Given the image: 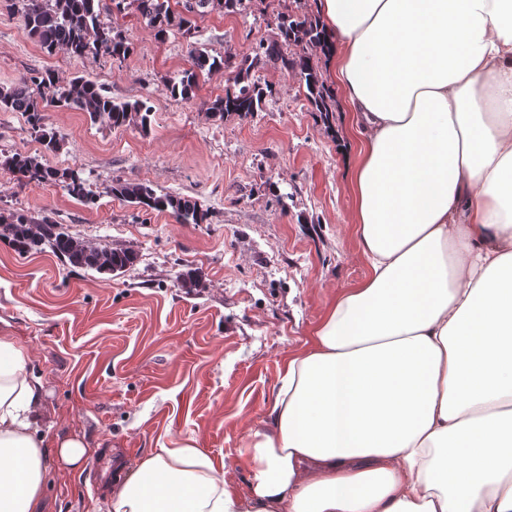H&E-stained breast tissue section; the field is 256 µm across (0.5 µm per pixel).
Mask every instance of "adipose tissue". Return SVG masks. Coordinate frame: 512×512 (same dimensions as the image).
Listing matches in <instances>:
<instances>
[{
	"label": "adipose tissue",
	"instance_id": "1",
	"mask_svg": "<svg viewBox=\"0 0 512 512\" xmlns=\"http://www.w3.org/2000/svg\"><path fill=\"white\" fill-rule=\"evenodd\" d=\"M349 113L363 280L288 358L238 483L196 440L105 512H512V0H318ZM28 351L0 336V512H42Z\"/></svg>",
	"mask_w": 512,
	"mask_h": 512
}]
</instances>
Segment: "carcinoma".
I'll list each match as a JSON object with an SVG mask.
<instances>
[{"label": "carcinoma", "mask_w": 512, "mask_h": 512, "mask_svg": "<svg viewBox=\"0 0 512 512\" xmlns=\"http://www.w3.org/2000/svg\"><path fill=\"white\" fill-rule=\"evenodd\" d=\"M250 2L183 0V11L175 12L166 0H111L112 8L119 13L135 9L160 39L171 33L189 31L195 16L214 11L245 12L250 9ZM12 7L17 9L28 36L49 54L63 51L73 57H85L103 53L121 60L130 53L128 38L102 18V0H12ZM277 30V40L265 46L259 45L264 55H255L246 67L235 72L233 82L239 90L227 91L205 109L209 117L222 120L229 113L252 116L263 110L272 91L255 82L249 84L247 80L251 69L264 56L281 62L285 69L299 71L309 102L320 112L323 121H330L332 95L313 66V56L326 48L322 28L304 15L279 13ZM289 44L302 47V54L295 58L286 56L282 48ZM226 67L228 62L224 58L195 48L191 51V67L183 70L180 77L167 80V91L173 97L188 99L195 92L201 74L221 71ZM32 83L41 86L45 92L33 93L30 89ZM51 107L81 112L94 124L133 126L144 131L150 126L152 114V109L140 102H113L91 80L84 77L62 80L51 70L31 81L21 79L8 87L0 86V112L25 113L46 152L58 149L54 133L47 131L43 124V112ZM0 168L10 171L19 181L37 185L61 183L71 196L86 202L93 200V191L87 189L86 181L77 171L50 167L43 162L40 153L15 152L0 158ZM111 193L145 210L168 212L178 224H202L207 220V213L197 201L159 194L145 182L119 183L112 187ZM0 229L11 237L18 251L41 253L49 250L76 268L113 273L125 271L138 261V253L133 249L106 247L70 235L58 230L46 218L35 220L23 214L0 213Z\"/></svg>", "instance_id": "cac0c4a2"}]
</instances>
